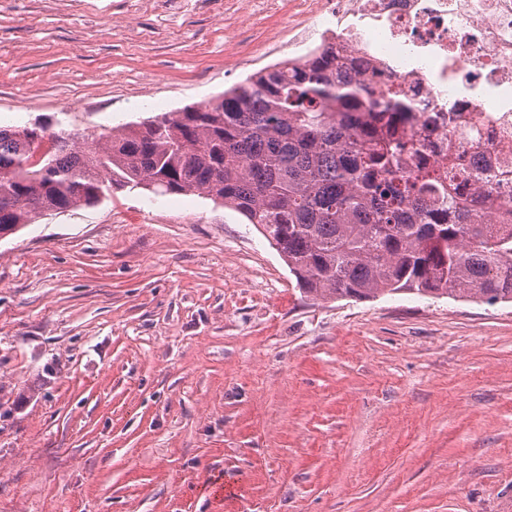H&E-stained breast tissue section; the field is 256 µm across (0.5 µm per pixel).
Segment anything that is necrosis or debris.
<instances>
[{
    "instance_id": "4bbe7bcc",
    "label": "necrosis or debris",
    "mask_w": 512,
    "mask_h": 512,
    "mask_svg": "<svg viewBox=\"0 0 512 512\" xmlns=\"http://www.w3.org/2000/svg\"><path fill=\"white\" fill-rule=\"evenodd\" d=\"M265 2L288 15L289 54L301 60L325 43L376 96L400 91L414 111L406 135L423 143L425 163L455 165L467 192L490 179L492 201L477 203L485 216L512 210V0ZM450 102L452 118L441 117ZM465 125L482 127V147L461 143Z\"/></svg>"
}]
</instances>
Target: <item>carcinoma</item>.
I'll return each mask as SVG.
<instances>
[{"mask_svg":"<svg viewBox=\"0 0 512 512\" xmlns=\"http://www.w3.org/2000/svg\"><path fill=\"white\" fill-rule=\"evenodd\" d=\"M413 105L336 79V53L277 64L215 101L78 146L0 124V238L117 187L198 194L245 217L312 295L512 302V210L487 224L457 173L414 165Z\"/></svg>","mask_w":512,"mask_h":512,"instance_id":"obj_1","label":"carcinoma"}]
</instances>
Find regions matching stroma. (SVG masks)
<instances>
[{
  "label": "stroma",
  "instance_id": "1",
  "mask_svg": "<svg viewBox=\"0 0 512 512\" xmlns=\"http://www.w3.org/2000/svg\"><path fill=\"white\" fill-rule=\"evenodd\" d=\"M213 0H0V123L80 143L287 60ZM119 188L0 239V512H512V303L320 299Z\"/></svg>",
  "mask_w": 512,
  "mask_h": 512
}]
</instances>
